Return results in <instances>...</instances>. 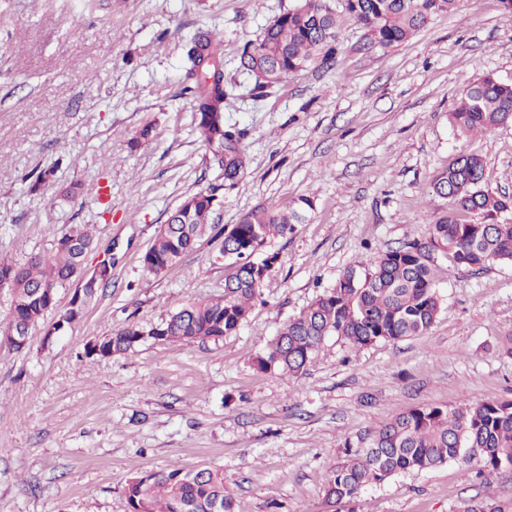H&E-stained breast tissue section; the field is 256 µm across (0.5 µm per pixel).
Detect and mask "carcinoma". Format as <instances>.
Returning <instances> with one entry per match:
<instances>
[{
	"mask_svg": "<svg viewBox=\"0 0 512 512\" xmlns=\"http://www.w3.org/2000/svg\"><path fill=\"white\" fill-rule=\"evenodd\" d=\"M457 5L458 0H341L337 11L327 0H303L274 17L263 37L244 48L240 67L246 73L262 71L263 77L254 82V89L262 91L313 65H331L349 21L365 31L371 45L387 48L407 41ZM215 38L206 30L190 39L182 95L193 105L199 138L210 149L225 185L232 187L246 165L244 131L224 125L227 93ZM449 121L462 136L512 123V82L492 74L469 82ZM430 187L444 207L427 236L371 257V269L362 276L346 271L266 344L256 358L259 370L294 377L331 336L364 347L425 334L442 309L432 268L436 252L468 268L490 261L512 265V221L504 218L512 212V197L486 187L479 154H459L433 176ZM218 205L211 191L188 196L157 231L143 264L151 273L166 272L203 237L219 238L217 256L230 258L233 266L224 297L189 302L157 324L119 330L86 346L85 356L126 354L149 339L217 341L240 330L276 261L274 255L261 260L254 255L268 238L282 237L303 223L313 204L303 198L288 211L258 207L230 228L215 223ZM464 215L471 219H462ZM93 249L88 232L74 229L58 237L49 254H34L18 265L1 260L0 283L8 282L11 297L7 326L27 332L54 310L56 319L44 327L47 345L79 321L99 289L111 283L112 262L102 261L103 276L80 283V295L59 311L57 293L81 278ZM345 455V462L331 469L325 487L333 512H352L346 506L362 492L400 472L426 471L450 461L475 462L484 474L512 469V400L413 408L365 431L356 443H346ZM125 495L129 512H235L224 489V471L217 468L143 471L127 481Z\"/></svg>",
	"mask_w": 512,
	"mask_h": 512,
	"instance_id": "1",
	"label": "carcinoma"
}]
</instances>
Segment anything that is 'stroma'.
Wrapping results in <instances>:
<instances>
[{"mask_svg":"<svg viewBox=\"0 0 512 512\" xmlns=\"http://www.w3.org/2000/svg\"><path fill=\"white\" fill-rule=\"evenodd\" d=\"M297 3L0 0V256L25 263L84 225L112 252L111 287L50 347L39 326L23 351L0 344V512H129L130 477L197 466L223 469L235 512H330V470L362 431L412 408L512 400V358L497 350L512 333V265L441 254L443 310L427 333L361 348L332 336L301 375L257 369L283 323L347 270L365 272L370 252L426 237L443 206L431 179L457 154H480L488 188L512 196V124L463 138L448 121L475 76L512 82L502 0H459L389 48L347 23L330 67L255 92L240 55ZM205 30L221 37L233 87L224 122L246 131V172L229 190L181 93L188 42ZM49 167L52 181L29 191L25 176ZM212 187L227 227L262 205L313 202L261 248L279 261L247 322L216 342L86 357L90 341L223 296L231 268L210 239L161 274L141 261L170 213ZM473 499L512 512V469L400 473L353 508L462 512Z\"/></svg>","mask_w":512,"mask_h":512,"instance_id":"stroma-1","label":"stroma"}]
</instances>
